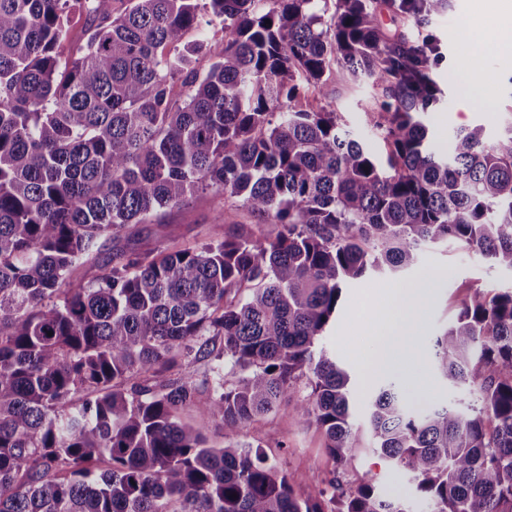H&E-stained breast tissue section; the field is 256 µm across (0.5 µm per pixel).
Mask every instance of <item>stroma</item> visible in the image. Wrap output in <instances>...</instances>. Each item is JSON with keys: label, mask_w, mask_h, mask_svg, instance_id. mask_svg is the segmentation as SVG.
<instances>
[{"label": "stroma", "mask_w": 512, "mask_h": 512, "mask_svg": "<svg viewBox=\"0 0 512 512\" xmlns=\"http://www.w3.org/2000/svg\"><path fill=\"white\" fill-rule=\"evenodd\" d=\"M495 24L494 15L483 8L481 0H448L447 11L421 28L422 33L433 35L442 56L432 77L443 94L426 117L429 137L440 147L451 144L456 130L480 125L492 136L512 120V55L498 52L490 40ZM478 64L483 67V77L477 81L473 69ZM324 92L320 107L342 113L371 151H378L379 143L365 115L369 85L340 76ZM223 211L222 194L200 193L182 207L158 210L145 223L130 225L122 238L141 249L161 246L170 239L206 243L223 235L224 226L218 221ZM417 282L426 286L427 296L412 320L411 332L421 336L422 342L405 343L395 366L382 377H371L369 361L382 319L370 306L388 289ZM492 288L512 289V271L493 266L478 249L454 242L425 246L417 265L397 273L372 271L344 288L341 306L317 345L351 377V413L360 436L350 481L369 480L389 494L411 493L409 476L368 444L369 410L383 383H396L406 396L419 394L430 404L445 405L462 414L475 407L470 388L448 386L437 374L428 339L440 335L455 318L459 300ZM310 393L307 380H299L288 404L255 418L237 437L240 446L263 453L269 462L298 475L296 490L303 496L327 487L332 477L323 432L305 422L296 410L297 403L307 400Z\"/></svg>", "instance_id": "1"}]
</instances>
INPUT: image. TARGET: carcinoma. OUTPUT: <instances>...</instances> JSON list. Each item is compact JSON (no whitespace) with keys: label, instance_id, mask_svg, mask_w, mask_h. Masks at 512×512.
I'll use <instances>...</instances> for the list:
<instances>
[{"label":"carcinoma","instance_id":"1","mask_svg":"<svg viewBox=\"0 0 512 512\" xmlns=\"http://www.w3.org/2000/svg\"><path fill=\"white\" fill-rule=\"evenodd\" d=\"M114 2L0 0V512H410L346 481L349 378L315 343L349 283L417 264L426 244L512 270V121L436 151L428 50L377 22L420 23L447 0ZM205 15L224 42H185ZM339 68L382 99L380 158L341 113L296 106ZM208 190L255 221L222 214L229 230L202 245L122 246L62 287L100 238ZM218 339L229 388L187 362ZM433 349L449 385L474 388L473 414L413 415L391 382L372 449L432 512H512V289L462 300ZM303 377L334 470L299 498L297 476L234 438ZM189 408L221 420L224 446L181 421Z\"/></svg>","mask_w":512,"mask_h":512}]
</instances>
